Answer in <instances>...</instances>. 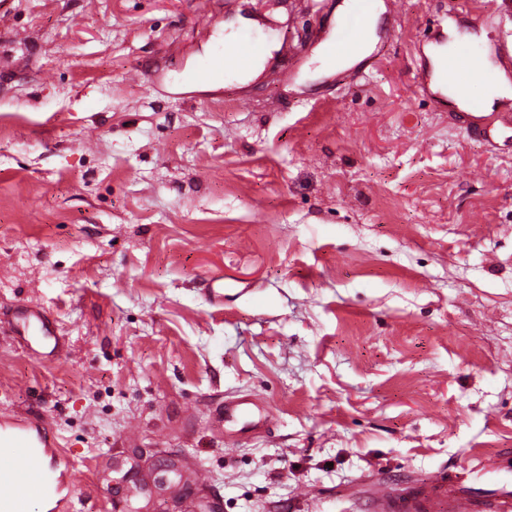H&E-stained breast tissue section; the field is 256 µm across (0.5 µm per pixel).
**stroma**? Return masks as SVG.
<instances>
[{
  "mask_svg": "<svg viewBox=\"0 0 512 512\" xmlns=\"http://www.w3.org/2000/svg\"><path fill=\"white\" fill-rule=\"evenodd\" d=\"M8 0L0 14V418L57 437L58 512H362L372 477L512 489V124L420 87L448 0H355L380 56L320 62L346 0ZM274 42L251 81L185 71ZM459 29L512 85V19ZM223 275L224 296L201 282ZM267 432L224 444L225 399ZM176 464L166 492L151 484ZM33 332L37 336H33ZM13 333L30 345L45 350L46 357L51 356L56 347L55 325L36 303L19 307L14 316Z\"/></svg>",
  "mask_w": 512,
  "mask_h": 512,
  "instance_id": "1",
  "label": "stroma"
}]
</instances>
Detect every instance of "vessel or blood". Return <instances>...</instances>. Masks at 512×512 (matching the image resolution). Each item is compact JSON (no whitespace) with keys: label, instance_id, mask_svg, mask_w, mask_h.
Returning a JSON list of instances; mask_svg holds the SVG:
<instances>
[{"label":"vessel or blood","instance_id":"1","mask_svg":"<svg viewBox=\"0 0 512 512\" xmlns=\"http://www.w3.org/2000/svg\"><path fill=\"white\" fill-rule=\"evenodd\" d=\"M264 52L253 39L227 42L205 66L187 74L190 82L210 74L247 68ZM458 88L473 78H488L483 56L475 51L457 53L443 63ZM13 333L27 344L53 353L56 332L52 320L35 303L19 307ZM270 427V412L250 394L224 402V442L234 445L241 432L262 433ZM75 472L63 459L57 441L33 421L0 424V512H36L52 508L69 495ZM370 512H512V495L475 497L452 486L438 475L421 485L395 489L386 482L375 483L369 494Z\"/></svg>","mask_w":512,"mask_h":512}]
</instances>
